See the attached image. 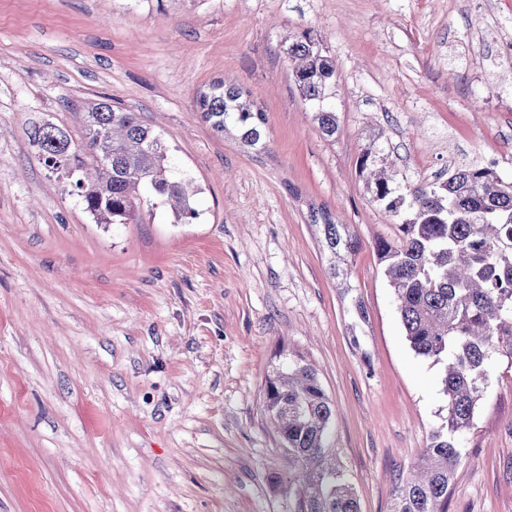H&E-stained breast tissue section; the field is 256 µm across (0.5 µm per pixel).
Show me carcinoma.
Instances as JSON below:
<instances>
[{
	"mask_svg": "<svg viewBox=\"0 0 512 512\" xmlns=\"http://www.w3.org/2000/svg\"><path fill=\"white\" fill-rule=\"evenodd\" d=\"M284 53L301 96L315 107L319 132L336 138L333 61L307 31L290 39ZM197 105L216 132L269 147L266 112L250 92L215 80ZM82 124L80 148L65 128L48 122L33 123L29 140L46 166L65 175L96 223L139 224L143 213L166 205L175 224L199 218L195 192L171 169L165 139L137 113L95 100L85 107ZM368 188L373 201L401 218L397 239H378L374 250L409 346L445 364L447 415L416 469L396 485L391 512H448L461 439L474 428L496 361L512 362V182L474 166L455 169L442 182L400 185L382 169ZM320 216L336 278L360 242L346 225L325 212ZM262 398L288 462L298 467L304 512H360L352 484L325 452L333 407L314 365L284 357L267 374Z\"/></svg>",
	"mask_w": 512,
	"mask_h": 512,
	"instance_id": "1",
	"label": "carcinoma"
}]
</instances>
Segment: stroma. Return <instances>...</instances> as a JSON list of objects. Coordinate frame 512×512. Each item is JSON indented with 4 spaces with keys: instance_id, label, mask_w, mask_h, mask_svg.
<instances>
[{
    "instance_id": "35a3bbf8",
    "label": "stroma",
    "mask_w": 512,
    "mask_h": 512,
    "mask_svg": "<svg viewBox=\"0 0 512 512\" xmlns=\"http://www.w3.org/2000/svg\"><path fill=\"white\" fill-rule=\"evenodd\" d=\"M336 62L335 139L283 48ZM512 0H0V512H300L262 403L279 353L314 364L327 450L390 512L446 414L373 249L398 234L360 172L482 165L512 181ZM267 114L256 152L205 122L213 80ZM110 98L162 133L200 217L98 224L39 159ZM361 243L332 278L311 212ZM448 512H512V366L497 361Z\"/></svg>"
}]
</instances>
